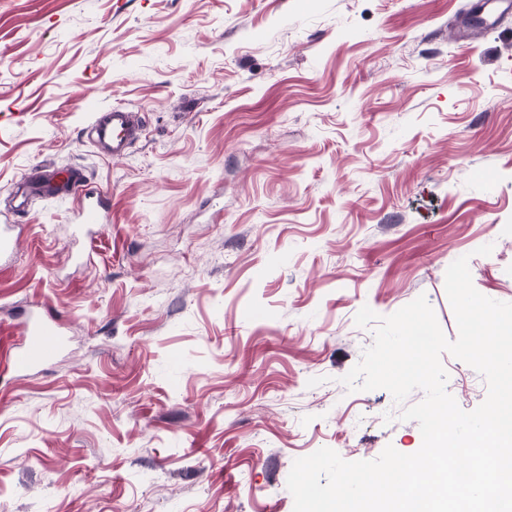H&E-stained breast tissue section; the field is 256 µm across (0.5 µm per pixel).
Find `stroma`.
<instances>
[{
  "label": "stroma",
  "instance_id": "35a3bbf8",
  "mask_svg": "<svg viewBox=\"0 0 512 512\" xmlns=\"http://www.w3.org/2000/svg\"><path fill=\"white\" fill-rule=\"evenodd\" d=\"M481 0H0V349L26 310L65 325L50 365L0 364V512H293L295 459L417 452L419 403L342 378L355 316L445 273L512 303V11ZM143 131L105 155L92 114ZM81 166L76 200L20 201L25 170ZM470 411L484 378L443 354Z\"/></svg>",
  "mask_w": 512,
  "mask_h": 512
}]
</instances>
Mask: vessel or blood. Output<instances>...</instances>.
Here are the masks:
<instances>
[{
	"mask_svg": "<svg viewBox=\"0 0 512 512\" xmlns=\"http://www.w3.org/2000/svg\"><path fill=\"white\" fill-rule=\"evenodd\" d=\"M93 125L99 141L109 146L113 157L125 155L127 148L140 131L131 112L111 108L94 114ZM84 175L81 170L55 171L37 165L25 172L21 193L39 192L44 195L78 198L77 224L83 229H100L108 222V215L100 198L84 195ZM64 330L60 322L41 311L30 312L20 345L9 355V364L16 376L52 362L64 346Z\"/></svg>",
	"mask_w": 512,
	"mask_h": 512,
	"instance_id": "obj_1",
	"label": "vessel or blood"
}]
</instances>
